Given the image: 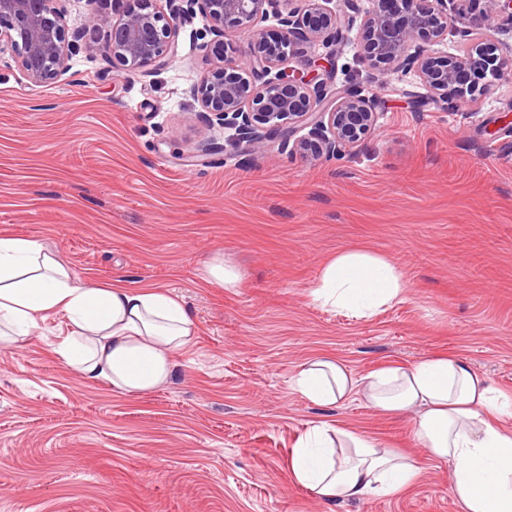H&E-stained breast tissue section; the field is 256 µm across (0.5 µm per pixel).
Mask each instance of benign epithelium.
Masks as SVG:
<instances>
[{"mask_svg": "<svg viewBox=\"0 0 512 512\" xmlns=\"http://www.w3.org/2000/svg\"><path fill=\"white\" fill-rule=\"evenodd\" d=\"M64 0H0V63L10 58L36 84L57 80L80 54L102 55L127 78L160 70L177 54L179 25L200 19L202 47L217 66L196 87L200 113L234 131L229 146L260 149L279 142L289 153L316 161L344 156L375 131L378 103L354 84L333 86L338 53L353 21L327 7L329 0H87V25L69 31ZM358 26L368 68L384 78L415 71L424 92L410 98L434 103L477 102L505 74L512 57L499 52L494 22L512 25V0H375ZM278 16L279 37L266 40L259 23ZM107 30L99 42L90 31ZM242 39L232 46L227 31ZM458 35L462 54L435 57L427 44ZM320 43L325 54L306 71L289 65L299 45ZM303 129L307 135L297 136Z\"/></svg>", "mask_w": 512, "mask_h": 512, "instance_id": "7a95c632", "label": "benign epithelium"}]
</instances>
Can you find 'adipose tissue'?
Wrapping results in <instances>:
<instances>
[{
	"instance_id": "obj_1",
	"label": "adipose tissue",
	"mask_w": 512,
	"mask_h": 512,
	"mask_svg": "<svg viewBox=\"0 0 512 512\" xmlns=\"http://www.w3.org/2000/svg\"><path fill=\"white\" fill-rule=\"evenodd\" d=\"M408 285L387 258L344 250L329 259L310 295L322 307L359 318L400 302ZM60 314L68 331L55 351L91 380L139 394L168 383L172 355L196 334L180 300L159 289L90 286L43 246L0 238V343L31 336ZM310 402L333 406L357 396L381 414H413V437L429 458L450 465L449 493L463 512H512V396L464 358L437 355L359 376L343 361L316 355L292 377ZM294 483L320 500L390 497L420 478L417 463L364 432L323 423L296 444Z\"/></svg>"
}]
</instances>
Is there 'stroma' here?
I'll list each match as a JSON object with an SVG mask.
<instances>
[{"label": "stroma", "mask_w": 512, "mask_h": 512, "mask_svg": "<svg viewBox=\"0 0 512 512\" xmlns=\"http://www.w3.org/2000/svg\"><path fill=\"white\" fill-rule=\"evenodd\" d=\"M200 28L181 25L178 55L138 78L84 54L42 86L0 66V237L38 241L93 286L168 291L197 330L173 379L143 394L60 360V315L0 348V512H462L410 417L356 396L322 407L291 378L319 354L359 375L459 354L512 395V78L479 103L418 108L415 73L368 82L351 40L336 82L365 85L381 114L363 146L316 162L276 142L238 152L198 114L197 82L215 65ZM200 143L210 155L194 156ZM344 249L389 258L405 300L368 319L314 302L310 285ZM216 252L241 288L201 280ZM318 423L411 454L418 484L313 500L289 460Z\"/></svg>", "instance_id": "35a3bbf8"}]
</instances>
